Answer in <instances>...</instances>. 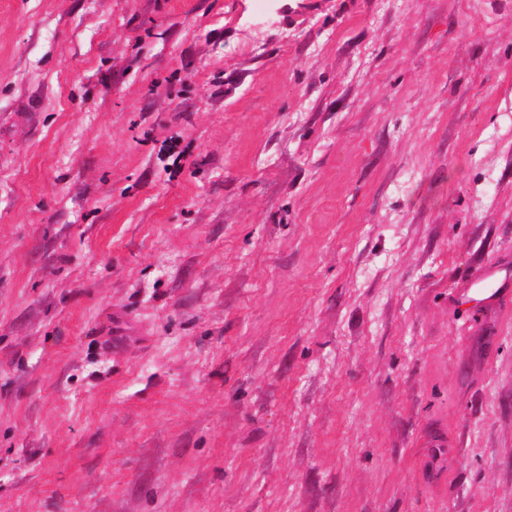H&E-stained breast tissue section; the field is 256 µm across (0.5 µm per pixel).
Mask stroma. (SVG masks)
I'll return each mask as SVG.
<instances>
[{"instance_id":"stroma-1","label":"stroma","mask_w":512,"mask_h":512,"mask_svg":"<svg viewBox=\"0 0 512 512\" xmlns=\"http://www.w3.org/2000/svg\"><path fill=\"white\" fill-rule=\"evenodd\" d=\"M493 268L512 0H0V512H512Z\"/></svg>"}]
</instances>
